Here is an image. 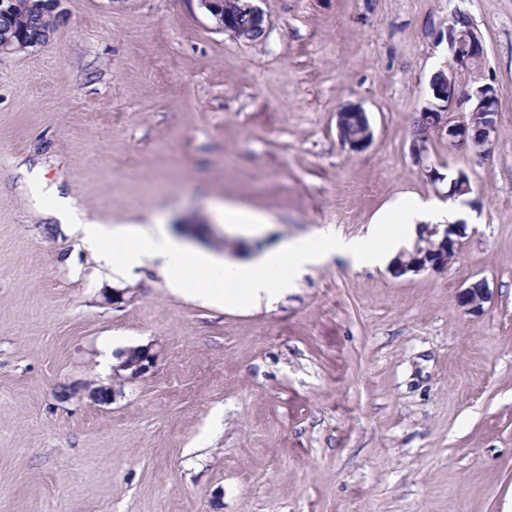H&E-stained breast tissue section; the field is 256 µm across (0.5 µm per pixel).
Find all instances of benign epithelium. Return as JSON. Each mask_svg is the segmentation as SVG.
<instances>
[{
	"instance_id": "obj_1",
	"label": "benign epithelium",
	"mask_w": 512,
	"mask_h": 512,
	"mask_svg": "<svg viewBox=\"0 0 512 512\" xmlns=\"http://www.w3.org/2000/svg\"><path fill=\"white\" fill-rule=\"evenodd\" d=\"M215 22V29L230 33L238 40L252 41L255 33L266 28L262 12L251 3V0H199ZM448 47L452 54L454 66L440 69L442 78L440 87L432 91L434 101L428 102L422 111L427 115L428 131L449 142H462L468 137L469 130H474L473 144L476 153L485 157L490 153L493 136L496 130L498 102L495 92L487 84L479 85L471 90L460 88L457 70L472 71L479 67L485 53L484 45L477 35L475 28L467 26L456 29L450 24L445 27ZM52 31L47 30L35 41H17L12 36L0 40V55H10L16 52H29L50 40ZM467 110L465 119L456 120L455 113ZM364 118V140L353 144L347 140L343 144L353 152L363 150L371 141L373 131L367 120V113L359 105H348L337 112V130H343L344 125L357 118ZM412 159L419 173L434 182L437 178L436 168L428 160L424 141L419 139L412 142ZM462 223L421 224L413 251L402 253L400 271L419 274L427 269L439 270L448 267V248L459 249ZM434 236L440 237L436 247L438 254L427 255L429 248L425 244ZM489 290L485 284L465 289L464 298L470 308L475 310L488 299ZM153 365L150 352L139 348L126 354L123 360L114 368L117 373L125 372L131 378L145 374Z\"/></svg>"
}]
</instances>
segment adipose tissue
<instances>
[{
    "mask_svg": "<svg viewBox=\"0 0 512 512\" xmlns=\"http://www.w3.org/2000/svg\"><path fill=\"white\" fill-rule=\"evenodd\" d=\"M50 200L48 215L58 223L76 225L88 250L113 272L154 263L165 272L173 293L245 308L277 302L306 267L335 256L356 266L369 265L389 258L413 225L442 224L455 218L451 208L415 200L382 216L367 238L320 230L247 261L220 262L185 247L159 224L112 225L81 218L75 199L59 186H52Z\"/></svg>",
    "mask_w": 512,
    "mask_h": 512,
    "instance_id": "1",
    "label": "adipose tissue"
}]
</instances>
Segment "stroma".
Instances as JSON below:
<instances>
[{
  "label": "stroma",
  "mask_w": 512,
  "mask_h": 512,
  "mask_svg": "<svg viewBox=\"0 0 512 512\" xmlns=\"http://www.w3.org/2000/svg\"><path fill=\"white\" fill-rule=\"evenodd\" d=\"M255 4L267 32L243 42L198 0H62L47 44L0 58V512H512V0ZM456 9L485 46L460 85H493L499 114L483 160L428 141L432 182L410 123ZM36 169L87 218L220 259L365 234L397 201L447 203L460 170L472 191L447 268L335 258L243 310L113 273L45 214ZM227 205L261 231L226 232ZM109 341L153 367L103 374ZM357 117L364 118V123H365L364 140L358 144L353 145L350 141H347V140L355 141V140L360 139L362 128L358 121L357 122H348V121L354 120ZM336 127L338 130L339 140L344 145L348 146V148L351 151H354V152H359V151L363 150L366 147V145L371 141L372 136H373V131L370 126V123H369V120L367 117V113L359 105H348V106H345L342 109H340V111L337 112ZM342 130H343V132H342Z\"/></svg>",
  "instance_id": "stroma-1"
}]
</instances>
